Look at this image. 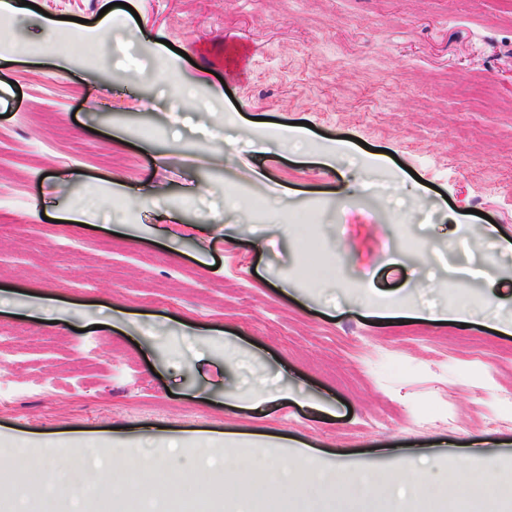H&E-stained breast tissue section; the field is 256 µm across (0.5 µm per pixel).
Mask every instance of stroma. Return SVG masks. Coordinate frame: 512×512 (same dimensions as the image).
Listing matches in <instances>:
<instances>
[{
  "label": "stroma",
  "instance_id": "stroma-1",
  "mask_svg": "<svg viewBox=\"0 0 512 512\" xmlns=\"http://www.w3.org/2000/svg\"><path fill=\"white\" fill-rule=\"evenodd\" d=\"M32 2L27 55L0 56V290L18 304L0 380L19 389L0 488L24 476L18 445L70 430L101 456L153 439L218 499L240 483L197 468L199 430L216 449L287 437L258 451L283 464L300 446L356 471L424 456L447 481L491 457L512 480V197L483 177L512 186L504 0H131L59 52L47 19L94 27L112 0ZM177 85L199 104L172 110ZM294 121L306 139L279 140ZM110 180L93 224L56 222ZM317 262L335 277L312 283ZM30 291L50 299L36 318ZM462 306L467 324L428 318ZM235 435H254V436H262L268 438H253V439H241L236 437ZM280 439L282 437L272 436V435H264V434H253V433H245V432H225L224 434V445L233 446L239 444L251 445L253 448H283L285 443Z\"/></svg>",
  "mask_w": 512,
  "mask_h": 512
}]
</instances>
